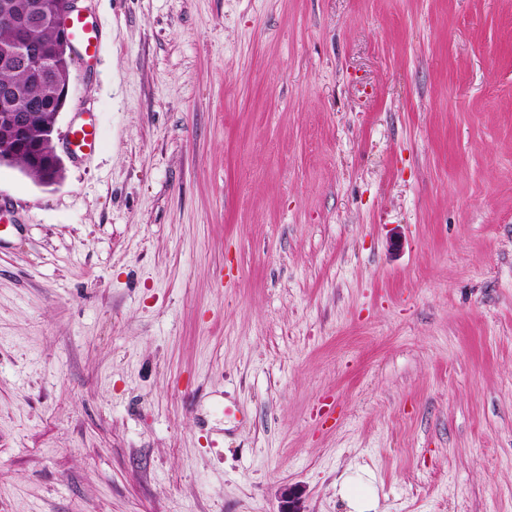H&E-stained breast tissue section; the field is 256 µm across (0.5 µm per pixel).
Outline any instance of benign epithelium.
Here are the masks:
<instances>
[{
    "label": "benign epithelium",
    "instance_id": "obj_1",
    "mask_svg": "<svg viewBox=\"0 0 512 512\" xmlns=\"http://www.w3.org/2000/svg\"><path fill=\"white\" fill-rule=\"evenodd\" d=\"M79 9V0H49L47 3L38 2L29 14L17 17L10 3L0 4V20L13 24L17 39L12 47L0 54V66L5 69L32 68L38 70L49 82H54L58 72V61H74L77 56L76 46L66 23L67 17ZM52 20L56 32V51L43 53L26 38L28 29ZM36 109L35 102L19 105V97L15 88L7 83H0V118L12 129L18 131L19 137L27 132L28 120ZM280 512H306L301 496L293 489L283 494V504Z\"/></svg>",
    "mask_w": 512,
    "mask_h": 512
}]
</instances>
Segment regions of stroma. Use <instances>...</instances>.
Segmentation results:
<instances>
[{"label": "stroma", "instance_id": "stroma-1", "mask_svg": "<svg viewBox=\"0 0 512 512\" xmlns=\"http://www.w3.org/2000/svg\"><path fill=\"white\" fill-rule=\"evenodd\" d=\"M0 165V512H512V0H92ZM97 132L92 120L76 126L68 137V147L74 155H83L95 150Z\"/></svg>", "mask_w": 512, "mask_h": 512}]
</instances>
